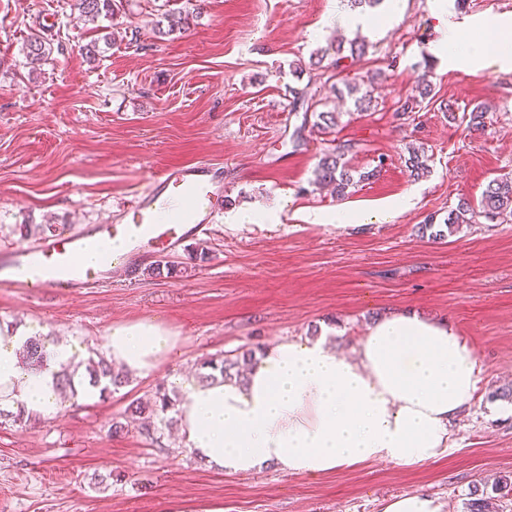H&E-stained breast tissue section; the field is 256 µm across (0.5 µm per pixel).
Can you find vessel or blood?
I'll return each mask as SVG.
<instances>
[{
	"mask_svg": "<svg viewBox=\"0 0 512 512\" xmlns=\"http://www.w3.org/2000/svg\"><path fill=\"white\" fill-rule=\"evenodd\" d=\"M223 194V177L205 161L153 176L129 204L122 223L91 224L81 231L63 232L1 254L0 288L22 290L34 298L45 292L63 294L107 283L111 263L84 265L81 258L89 249L120 238L129 245L133 260L173 250L189 234L211 223ZM173 200L181 201V211L161 222V213Z\"/></svg>",
	"mask_w": 512,
	"mask_h": 512,
	"instance_id": "b4317fda",
	"label": "vessel or blood"
}]
</instances>
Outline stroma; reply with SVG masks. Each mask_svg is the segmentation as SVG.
I'll return each mask as SVG.
<instances>
[{
  "instance_id": "stroma-1",
  "label": "stroma",
  "mask_w": 512,
  "mask_h": 512,
  "mask_svg": "<svg viewBox=\"0 0 512 512\" xmlns=\"http://www.w3.org/2000/svg\"><path fill=\"white\" fill-rule=\"evenodd\" d=\"M70 4L0 0V253L21 244L19 224L78 231L119 222L165 168L221 165L224 196L213 224L145 259L172 265L171 274L132 278L120 265L104 286L33 301L0 288V324L45 325L94 360L118 324L152 320L179 338L174 362L107 396L70 401L55 418L18 422L0 410V512H384L415 493L440 512H467L474 489L512 477V401L500 396L512 388V220L480 217L441 238L424 228L459 199L479 203L493 178L512 177V71L435 55L434 13L447 11L461 28L489 16L512 21V0H402L395 14L388 0L356 9L348 0H125L115 40L94 62L79 51L94 34ZM178 10L192 13L189 29L156 37L155 22ZM350 12L376 29L338 26L336 14ZM35 33L53 43L39 66L23 51ZM359 34L363 55L339 69L317 62V50ZM345 75L371 83L368 111L338 99ZM425 76L431 96L396 120ZM481 103L483 130L449 121ZM314 104L338 112L332 132L306 122ZM339 145L366 175L341 199L313 174ZM413 147L430 167L419 180L406 168ZM406 195L414 204L397 214L362 208ZM339 207L363 210L361 223L308 220ZM271 209L279 223L224 221L230 211ZM407 309L449 322L482 366L477 397L438 459L317 477L272 468L225 475L178 444L175 425L148 435L127 411L172 389V376L198 379L204 361L276 338L325 335L344 351L373 319ZM107 472L119 481L94 485L93 474Z\"/></svg>"
}]
</instances>
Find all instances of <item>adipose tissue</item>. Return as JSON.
<instances>
[{
  "label": "adipose tissue",
  "instance_id": "1",
  "mask_svg": "<svg viewBox=\"0 0 512 512\" xmlns=\"http://www.w3.org/2000/svg\"><path fill=\"white\" fill-rule=\"evenodd\" d=\"M436 53L449 62L512 69V28L482 22V36L440 17ZM32 323L0 326V410L42 419L63 405V368L84 360L75 339L44 338V362L24 364ZM178 339L147 320L109 328L107 358L145 377L171 360ZM481 374L476 351L451 324L415 313L377 318L351 354L324 339L265 346L241 377L182 382L178 432L189 451L217 472L244 475L274 467L317 476L374 460L411 467L448 452L452 423L473 402Z\"/></svg>",
  "mask_w": 512,
  "mask_h": 512
}]
</instances>
